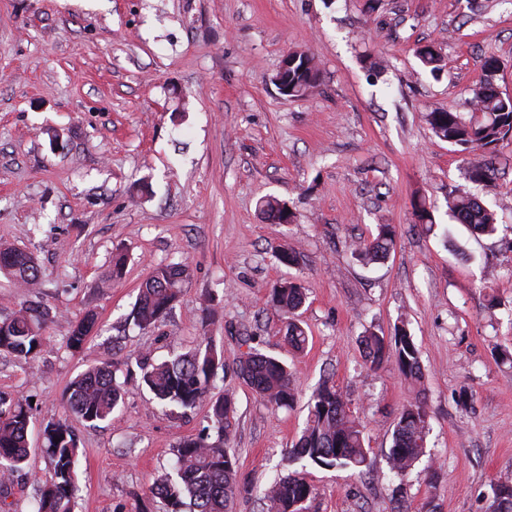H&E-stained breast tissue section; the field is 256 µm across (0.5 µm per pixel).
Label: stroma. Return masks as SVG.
<instances>
[{"label": "stroma", "mask_w": 512, "mask_h": 512, "mask_svg": "<svg viewBox=\"0 0 512 512\" xmlns=\"http://www.w3.org/2000/svg\"><path fill=\"white\" fill-rule=\"evenodd\" d=\"M363 4L0 0V243L35 254L49 312L35 363L0 356V396L34 401L12 512H34L37 485L52 476L40 432L65 417L72 378L109 361L134 371L142 357L159 361L206 336L224 351L213 393L236 401L233 512H262V491L294 471L317 488L308 512H489L494 487L512 484V139L494 150L487 186L466 176L481 151L436 138L423 119L464 109L491 55L501 61L495 84L512 93V0ZM426 43L445 59L435 76L415 53ZM293 49L320 67L301 98L273 83ZM457 185L496 211L494 234L451 221L445 197ZM269 195L294 223L261 219ZM419 202L433 208V228L416 225ZM379 224L395 225V250L363 266L349 245ZM287 242L300 266L275 259ZM118 250L128 262L113 283ZM159 263L187 264L190 278L172 312L143 329L130 313ZM289 277L309 290L300 354L269 302ZM89 310L96 327L72 352L69 324ZM400 324L420 351L430 414L426 453L402 479L386 455L413 390L395 365L371 368L359 343ZM251 348L290 366L301 390L293 408L264 405L237 377ZM327 377L365 428L364 475L288 459ZM70 424L81 441L74 512H165L148 487L208 421L206 406L161 408L131 380L111 421Z\"/></svg>", "instance_id": "1"}]
</instances>
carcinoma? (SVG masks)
<instances>
[{"mask_svg": "<svg viewBox=\"0 0 512 512\" xmlns=\"http://www.w3.org/2000/svg\"><path fill=\"white\" fill-rule=\"evenodd\" d=\"M417 55L430 73L443 68L441 54L431 45L417 49ZM500 68L494 56L485 58L484 78L470 90L467 108L473 113L465 119L454 108L435 109L424 119L435 137L465 151L488 150L512 137V100L494 86L492 76ZM319 64L307 51L288 67L287 87L274 78L279 92L287 97H303L313 88L319 76ZM496 168L488 159L470 162L469 179L492 185ZM447 213L477 234H491L497 224L494 211L484 207L462 188L448 191ZM287 204L266 198L261 203L264 219L277 224ZM396 230L390 224L377 225L376 234L352 244V255L365 265L386 260L395 245ZM0 273L19 288L30 292L39 287L41 269L35 256L24 250L0 245ZM189 274L186 264H157L141 282L133 308L135 323L152 327L172 310ZM306 300L305 288L285 280L270 291V302L287 319L288 345L302 351L308 336L298 319V311ZM48 314L41 305L29 300L12 317L0 321V355L7 354L32 362L45 343L44 329ZM95 314L88 312L71 322L66 344L69 349L83 348L95 327ZM365 355L375 368L384 362L394 363L406 380L419 386L424 378L419 351L413 337L403 327L388 344L376 333L362 336ZM224 368V352L211 340H203L194 348L172 354L168 359L140 363V384L158 403L193 409L206 401L211 428L218 441L208 432L184 439L176 449L172 471L161 475L149 488L153 497L165 501L166 512H231V504L240 492L237 462L224 444L230 438L235 414L231 395L211 396L218 369ZM237 375L259 398L273 408L290 407L298 396L292 371L280 359L259 352H248L236 364ZM123 399V388L116 381V367L110 362L89 368L69 383L63 404L68 413L96 426L112 418ZM33 411L31 401H7L0 397V498L5 497L14 474L24 468L30 449L28 431ZM429 412L424 392L416 391L400 412L394 425L388 463L398 476L408 474L425 455ZM42 445L53 465V477L39 488L35 512H73L76 490V464L79 438L67 420L52 422L43 430ZM291 460L308 459L327 468L368 467L369 449L360 424L353 417L348 401L329 381H322L308 402L305 427L294 447L288 451ZM316 496V488L298 472L274 480L263 499L267 512H308V502ZM493 512H512V485L494 489Z\"/></svg>", "mask_w": 512, "mask_h": 512, "instance_id": "obj_1", "label": "carcinoma"}]
</instances>
